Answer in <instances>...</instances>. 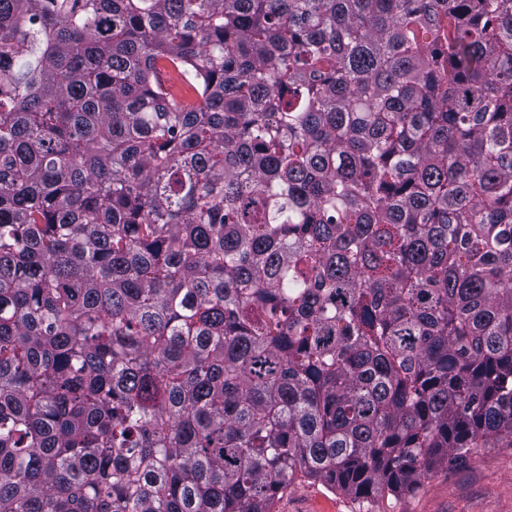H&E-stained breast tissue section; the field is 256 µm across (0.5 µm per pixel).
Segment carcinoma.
<instances>
[{"label": "carcinoma", "instance_id": "obj_1", "mask_svg": "<svg viewBox=\"0 0 512 512\" xmlns=\"http://www.w3.org/2000/svg\"><path fill=\"white\" fill-rule=\"evenodd\" d=\"M501 444L512 0H0V512Z\"/></svg>", "mask_w": 512, "mask_h": 512}]
</instances>
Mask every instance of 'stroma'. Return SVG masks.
Returning a JSON list of instances; mask_svg holds the SVG:
<instances>
[{"instance_id":"stroma-1","label":"stroma","mask_w":512,"mask_h":512,"mask_svg":"<svg viewBox=\"0 0 512 512\" xmlns=\"http://www.w3.org/2000/svg\"><path fill=\"white\" fill-rule=\"evenodd\" d=\"M276 512H512V447L480 448L464 463L441 465L417 491L359 503L320 482L299 479Z\"/></svg>"}]
</instances>
